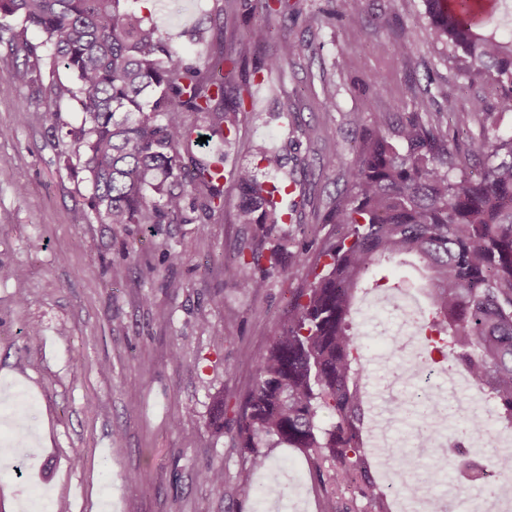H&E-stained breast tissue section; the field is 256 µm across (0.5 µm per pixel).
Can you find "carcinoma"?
<instances>
[{
  "mask_svg": "<svg viewBox=\"0 0 512 512\" xmlns=\"http://www.w3.org/2000/svg\"><path fill=\"white\" fill-rule=\"evenodd\" d=\"M129 0H0V18L19 16L44 36L50 74L74 80L50 93L70 95L82 113L67 132L64 154L82 160L92 187L90 206L108 224H190L189 213L224 208L216 161L196 155L202 133L188 114H202L217 133L236 131L250 86L223 107L222 57L201 68L180 56L155 25L126 8ZM426 0L430 35L448 44L461 77L496 92L499 111L512 112V39L483 29L490 12L479 0L446 10ZM300 46L282 34L280 53L262 70L279 71ZM236 63L235 59L228 60ZM484 121L475 154L448 148L440 130L419 117L392 122L364 140L329 216L346 228L311 266L312 280L294 294L268 349L255 357L254 384L239 407L234 443L252 468L269 462L279 445L303 450L322 495V512H389L371 476L360 436L366 394L360 343L352 332V300L359 288L406 290L386 265L412 258L425 272V357L419 367L451 361L493 403L497 420L512 428V136L498 133L484 98L471 102ZM234 179L240 224H276L271 196L243 166ZM336 421L326 428L318 416ZM388 453L416 480L435 483L442 470L400 447ZM201 481L224 483L206 467Z\"/></svg>",
  "mask_w": 512,
  "mask_h": 512,
  "instance_id": "carcinoma-1",
  "label": "carcinoma"
}]
</instances>
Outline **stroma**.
<instances>
[{
    "label": "stroma",
    "instance_id": "obj_1",
    "mask_svg": "<svg viewBox=\"0 0 512 512\" xmlns=\"http://www.w3.org/2000/svg\"><path fill=\"white\" fill-rule=\"evenodd\" d=\"M130 0L153 19L180 55L207 63L267 28L256 0ZM326 0H288V27L267 29L228 88L251 82L230 138H208L222 152L226 205L192 224L103 223L90 210L91 188L67 169L62 134L79 127L77 102L65 95L44 111L50 85L72 86L66 71L36 83L13 80L45 56L43 35L8 17L15 36L0 41V390L21 388L39 400L30 451L19 473L0 479V512H23L32 488H43L60 512H263L254 489L273 481L288 512H322L306 456L284 445L271 464L250 468L234 446L233 409L252 387L254 358L270 344L292 294L311 279L310 262L337 240L334 199L378 114L416 115L437 126L451 149L467 152L483 137L471 112L475 95L496 97L457 75L447 45L428 35L424 0H365L362 18L329 19ZM410 50L394 62L400 26ZM301 50L278 73L256 81V67L274 55L281 35ZM36 49L28 56L26 46ZM333 102V111L323 109ZM279 154L275 182L291 186L285 223L265 230L235 221L233 171ZM334 156V168L323 166ZM257 249L243 277L261 278L253 293L226 278L239 251ZM182 259L170 263L167 252ZM24 267L17 280L11 272ZM399 310L364 307L351 325L365 357V390L382 396L405 356L391 344ZM435 391H453L470 413L493 407L457 368L442 365ZM214 466L224 485L202 483ZM449 482L431 487L449 506L482 512L489 490L469 485L454 463Z\"/></svg>",
    "mask_w": 512,
    "mask_h": 512
}]
</instances>
